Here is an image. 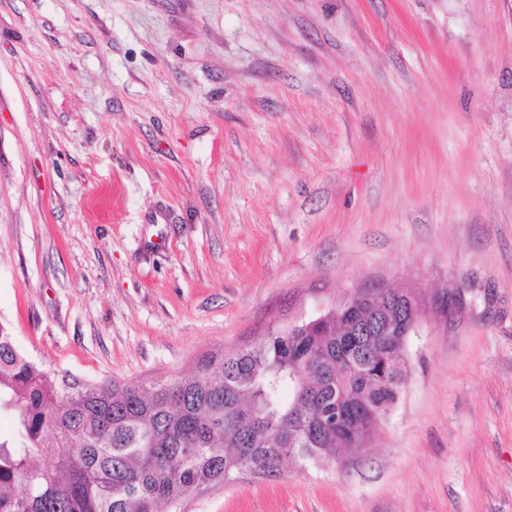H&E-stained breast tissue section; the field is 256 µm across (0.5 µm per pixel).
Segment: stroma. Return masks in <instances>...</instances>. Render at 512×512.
Here are the masks:
<instances>
[{
  "label": "stroma",
  "instance_id": "stroma-1",
  "mask_svg": "<svg viewBox=\"0 0 512 512\" xmlns=\"http://www.w3.org/2000/svg\"><path fill=\"white\" fill-rule=\"evenodd\" d=\"M419 294L340 463L181 512H512V0H0V324L140 386ZM388 301L396 304L398 303L399 309L406 313L407 318L404 322V326L407 328L405 335H410V333L415 330L421 315L419 297L415 294L397 291L391 294V299H388Z\"/></svg>",
  "mask_w": 512,
  "mask_h": 512
}]
</instances>
